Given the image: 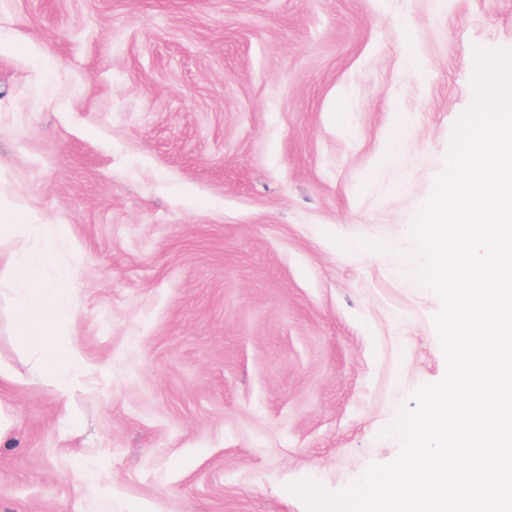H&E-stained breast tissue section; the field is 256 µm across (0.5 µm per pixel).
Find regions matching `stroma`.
Masks as SVG:
<instances>
[{
    "mask_svg": "<svg viewBox=\"0 0 512 512\" xmlns=\"http://www.w3.org/2000/svg\"><path fill=\"white\" fill-rule=\"evenodd\" d=\"M0 194L73 268L44 369L0 282V512H308L446 362L410 231L512 0H0Z\"/></svg>",
    "mask_w": 512,
    "mask_h": 512,
    "instance_id": "obj_1",
    "label": "stroma"
}]
</instances>
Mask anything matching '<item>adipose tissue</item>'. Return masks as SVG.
<instances>
[{"label":"adipose tissue","instance_id":"adipose-tissue-1","mask_svg":"<svg viewBox=\"0 0 512 512\" xmlns=\"http://www.w3.org/2000/svg\"><path fill=\"white\" fill-rule=\"evenodd\" d=\"M0 223L8 225L15 236L34 244L43 260L51 259L55 229L42 222L37 214L15 205L0 204ZM0 275L17 276L24 281L26 301L19 312L17 329L39 348L45 368L53 371L70 365L72 354L59 350L55 340L58 310L72 283L70 271L56 267L46 279L30 275L26 254L18 252L0 266Z\"/></svg>","mask_w":512,"mask_h":512}]
</instances>
